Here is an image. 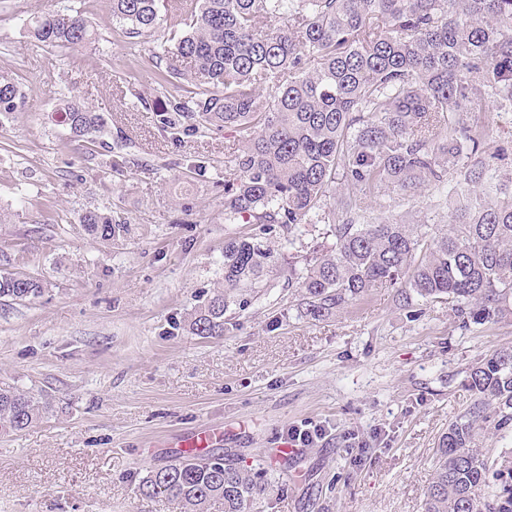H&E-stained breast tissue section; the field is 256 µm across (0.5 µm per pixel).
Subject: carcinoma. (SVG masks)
<instances>
[{"mask_svg":"<svg viewBox=\"0 0 512 512\" xmlns=\"http://www.w3.org/2000/svg\"><path fill=\"white\" fill-rule=\"evenodd\" d=\"M159 0H112V18L126 26L128 49L160 26ZM181 29L155 55L157 84L173 90L163 123L193 121L207 132H251L230 160L224 184L227 224H286L300 236L333 201L349 214L330 225L334 242L304 258L300 317L324 321L377 287L401 286L412 297L448 299L462 327L512 314V192L486 201L476 186L493 183L490 161L503 148L487 125L464 126L456 115L487 112V96L512 105V0H172ZM50 49H79L94 39L82 13L53 5L29 22ZM16 82L0 75V114L17 109ZM74 137L104 126V116L75 99L56 111ZM458 197L450 229L431 236L425 224L376 221L336 195V179L352 193L385 184L410 192L445 182ZM92 238L110 242L122 226L97 210L81 218ZM264 237L224 241V277L186 326L196 336L224 335V316L267 287L276 265ZM30 276L0 271V300L41 295ZM465 387L467 412L439 441L435 476L422 512H512V452L479 447L490 423L512 438V348L481 358ZM48 402L0 388V433L21 432L42 419ZM144 498L164 496L183 512H250L266 485L250 465L221 455L186 452L150 471Z\"/></svg>","mask_w":512,"mask_h":512,"instance_id":"cac0c4a2","label":"carcinoma"}]
</instances>
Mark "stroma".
I'll return each mask as SVG.
<instances>
[{
  "label": "stroma",
  "mask_w": 512,
  "mask_h": 512,
  "mask_svg": "<svg viewBox=\"0 0 512 512\" xmlns=\"http://www.w3.org/2000/svg\"><path fill=\"white\" fill-rule=\"evenodd\" d=\"M70 3L96 41L64 54L26 28L49 0H0V74L24 95L0 116V269L44 284L37 299L0 304V386L51 406L0 434V512H179L138 486L206 423L224 432L214 452L259 466L270 483L257 512H422L439 439L472 402L468 369L512 347V317L465 329L447 300L408 309L388 286L330 319L300 318L288 263L323 243L338 214L293 244L271 225L269 287L228 312L223 336L193 335L185 317L222 280L224 240L239 230L224 221V181L244 134L163 127L153 49L167 26L132 55L112 0ZM67 96L102 113L104 130L76 138L57 125ZM488 105L507 184L512 106ZM362 205L435 235L449 227L433 186H384ZM89 209L123 235L87 236ZM308 423L324 438L281 456L289 427Z\"/></svg>",
  "instance_id": "obj_1"
}]
</instances>
